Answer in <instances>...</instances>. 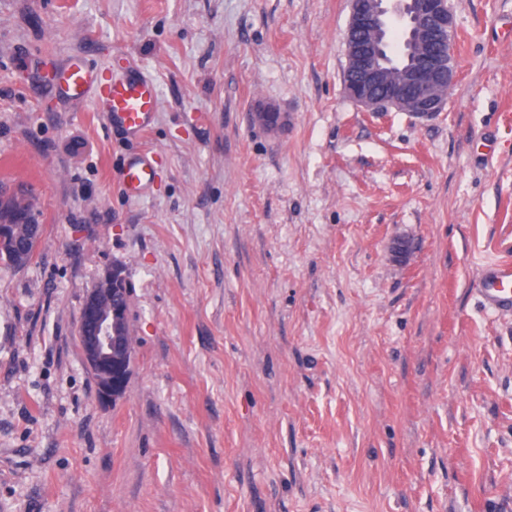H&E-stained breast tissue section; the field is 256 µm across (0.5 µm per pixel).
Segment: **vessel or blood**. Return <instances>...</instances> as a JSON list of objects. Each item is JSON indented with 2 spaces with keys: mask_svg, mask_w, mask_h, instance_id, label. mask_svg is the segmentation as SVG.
I'll use <instances>...</instances> for the list:
<instances>
[{
  "mask_svg": "<svg viewBox=\"0 0 512 512\" xmlns=\"http://www.w3.org/2000/svg\"><path fill=\"white\" fill-rule=\"evenodd\" d=\"M57 92L73 101L93 98L96 111L109 124L123 128L134 138H143L159 110L155 82L144 76H106L79 58L68 61L54 76ZM157 171L148 158L128 163L122 173V189L138 197L155 181ZM485 305L493 310H512V264L499 263L482 278Z\"/></svg>",
  "mask_w": 512,
  "mask_h": 512,
  "instance_id": "1",
  "label": "vessel or blood"
}]
</instances>
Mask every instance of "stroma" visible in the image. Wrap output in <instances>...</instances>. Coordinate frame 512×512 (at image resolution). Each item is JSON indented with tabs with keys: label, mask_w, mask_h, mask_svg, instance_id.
Listing matches in <instances>:
<instances>
[{
	"label": "stroma",
	"mask_w": 512,
	"mask_h": 512,
	"mask_svg": "<svg viewBox=\"0 0 512 512\" xmlns=\"http://www.w3.org/2000/svg\"><path fill=\"white\" fill-rule=\"evenodd\" d=\"M455 3L419 120L347 96L349 0H0V180L44 225L0 262V512H512V313L478 294L512 262V0ZM74 57L152 76L141 140L54 92ZM115 265L106 402L77 325ZM254 123L262 126L271 134H278L288 124V115L270 104L258 106L252 113ZM157 171L146 156L128 163L122 173V189L131 197H139L155 181Z\"/></svg>",
	"instance_id": "stroma-1"
}]
</instances>
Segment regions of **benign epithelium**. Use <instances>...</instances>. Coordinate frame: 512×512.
Here are the masks:
<instances>
[{"mask_svg":"<svg viewBox=\"0 0 512 512\" xmlns=\"http://www.w3.org/2000/svg\"><path fill=\"white\" fill-rule=\"evenodd\" d=\"M455 30L451 0H351L344 34L348 96L369 112L395 109L430 118L443 111L445 93L458 77L445 48ZM252 120L277 134L288 125V113L261 105ZM18 194L14 189L0 196V238L9 237V224H41L33 198L26 197L19 208L10 204ZM117 292L126 295L128 289L123 269L114 267L90 289L79 318L85 363L99 376L103 394L112 399L122 394V388L112 384V356L117 351L125 354L128 372L133 355L132 339L122 332L127 308L111 301Z\"/></svg>","mask_w":512,"mask_h":512,"instance_id":"7a95c632","label":"benign epithelium"}]
</instances>
